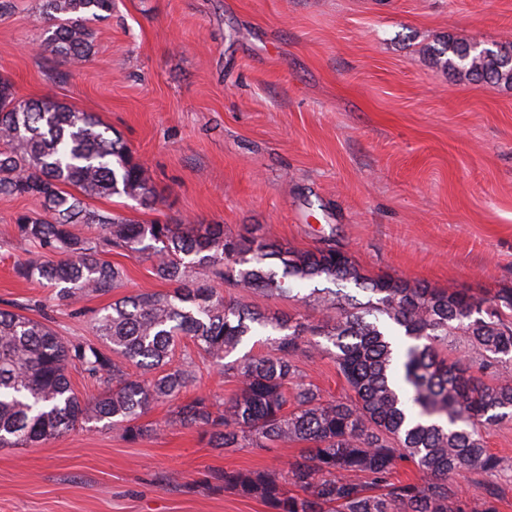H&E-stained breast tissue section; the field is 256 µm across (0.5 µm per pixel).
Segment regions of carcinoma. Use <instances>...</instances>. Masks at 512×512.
<instances>
[{"label":"carcinoma","instance_id":"obj_1","mask_svg":"<svg viewBox=\"0 0 512 512\" xmlns=\"http://www.w3.org/2000/svg\"><path fill=\"white\" fill-rule=\"evenodd\" d=\"M111 12L112 0H40V15L53 22L45 47L81 64L93 47L91 23ZM435 55L474 81L512 85L510 46L479 50L447 39ZM0 195L39 200L42 212L14 219L34 253L16 273L47 284L60 300L73 304L120 287L124 270L106 259L113 252L150 262L153 275L172 285L104 308L93 325L100 347L1 308V448L40 444L91 421L120 429L131 442L154 434L142 418L195 381L193 362L172 363L187 337L214 369L237 381L238 391L219 405L197 396L176 407V421L214 448L310 444L288 463L286 480L236 469L211 474L224 488L260 499L270 512H497L496 486L473 508L454 478L494 473L501 464L485 448L482 429L512 417V288L478 297L370 276L334 245L328 252L298 249L271 238L228 236L222 224H138L94 209L87 200L113 195L154 204L148 170L94 115L50 96L21 101L3 78ZM77 224L96 235L77 233ZM322 279L334 287L294 293ZM218 284L241 293L293 294L323 319L315 324L299 312L262 311L224 295ZM451 336L466 338L479 366L443 354ZM320 337L352 392L345 399L326 400L316 386L295 381L300 354L321 348ZM262 344L270 351L253 353ZM492 362L506 371L495 384L480 376ZM71 365L108 390L80 398L69 380ZM130 365L140 372H129ZM401 463L413 464L419 478L394 479Z\"/></svg>","mask_w":512,"mask_h":512}]
</instances>
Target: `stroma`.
<instances>
[{
    "label": "stroma",
    "mask_w": 512,
    "mask_h": 512,
    "mask_svg": "<svg viewBox=\"0 0 512 512\" xmlns=\"http://www.w3.org/2000/svg\"><path fill=\"white\" fill-rule=\"evenodd\" d=\"M0 12V76L19 98L45 95L111 126L148 169L152 207L118 196L92 208L139 224H220L311 249L347 251L369 274L478 296L512 288V86L478 83L436 63L454 38L512 44V0H113L93 23L79 67L45 51L38 0ZM28 197L0 196V308L28 307L61 335L94 338L91 320L112 301L163 292L149 262L110 254L122 287L72 305L18 277L16 238ZM186 397L221 402L234 378L196 358ZM299 380L324 398L350 390L330 354L299 358ZM152 406L158 431L129 442L91 423L26 448H0V512H268L238 491L206 483L237 469L285 476L295 442L212 448ZM493 475L464 474L463 495L500 490L512 512V418L489 426Z\"/></svg>",
    "instance_id": "stroma-1"
}]
</instances>
